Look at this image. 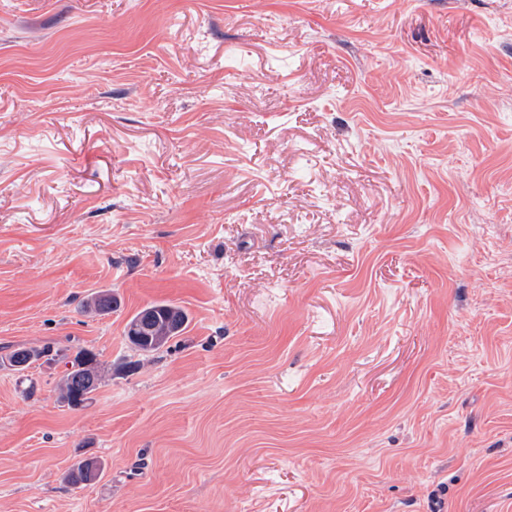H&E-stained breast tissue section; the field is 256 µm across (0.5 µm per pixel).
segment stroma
<instances>
[{
  "instance_id": "obj_1",
  "label": "stroma",
  "mask_w": 512,
  "mask_h": 512,
  "mask_svg": "<svg viewBox=\"0 0 512 512\" xmlns=\"http://www.w3.org/2000/svg\"><path fill=\"white\" fill-rule=\"evenodd\" d=\"M47 344L104 382L0 367V512H512V0H0V357ZM117 307L118 300L116 295L112 294V290L98 292L83 305L85 312L98 316L108 315ZM188 323V313L181 306L169 301L153 302L129 319L125 338L139 355L150 356L181 336ZM59 357V359H70L66 365L70 364L59 384V399L71 409L83 407L89 396L96 391L104 379L96 363V354L92 351L79 348L70 358L54 346L48 344L39 349L20 348L13 351L5 359L13 370L21 372L28 369L33 362L41 357ZM5 359L1 358L2 361ZM89 394L86 398L85 395ZM93 468V469H92ZM101 464L97 461L82 460L74 465L65 474L68 485L76 487L86 485L99 476Z\"/></svg>"
}]
</instances>
